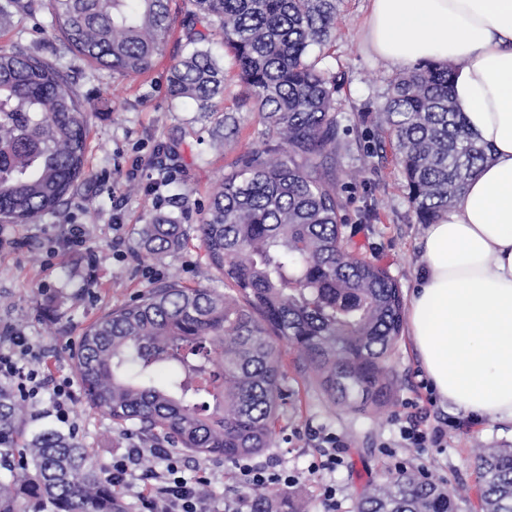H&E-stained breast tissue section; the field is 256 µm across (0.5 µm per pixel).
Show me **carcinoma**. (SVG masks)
Returning a JSON list of instances; mask_svg holds the SVG:
<instances>
[{
  "label": "carcinoma",
  "instance_id": "carcinoma-1",
  "mask_svg": "<svg viewBox=\"0 0 512 512\" xmlns=\"http://www.w3.org/2000/svg\"><path fill=\"white\" fill-rule=\"evenodd\" d=\"M187 44L169 68L174 100L203 112L224 93V68L205 45L218 28L239 69L242 102L273 144L241 153L210 188L194 232L229 291L171 275L88 326L74 353L87 402L131 423L149 444L236 459L270 447L280 405L284 342L334 409L378 414L395 379L389 355L403 332L401 289L359 258L343 233L336 180V84L308 60L336 34L337 0H190ZM71 50L121 76L151 69L174 17L170 0H48ZM453 66L418 63L389 85L375 122L388 135L420 224L459 198L488 148L452 101ZM88 103L55 63L0 51V222L36 224L68 201L85 164ZM188 239L164 214L142 225L139 252L159 259ZM29 408L0 385V512H123L79 442L47 429L31 437ZM477 512H512V446L473 450ZM466 486L418 468L385 472L352 512H459ZM257 512H314L264 489Z\"/></svg>",
  "mask_w": 512,
  "mask_h": 512
}]
</instances>
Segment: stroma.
Returning a JSON list of instances; mask_svg holds the SVG:
<instances>
[{"label": "stroma", "instance_id": "stroma-1", "mask_svg": "<svg viewBox=\"0 0 512 512\" xmlns=\"http://www.w3.org/2000/svg\"><path fill=\"white\" fill-rule=\"evenodd\" d=\"M191 10L189 0H172L176 20L167 33L161 55L148 72L123 77L89 63L68 50L48 10L0 19V49L21 48L57 62L78 93L89 100L87 184L79 186L64 208L37 224L0 225V323L22 322L28 336L42 348L43 367L49 377L76 379L74 350L84 329L101 315L130 302L153 286L156 275L177 273L190 287L223 290L224 281L207 269L205 252L197 238L159 260L139 257L138 232L158 214L184 217L185 228L200 218L199 206L209 186L243 151L268 144L258 112L244 105L237 69L224 53L221 40L210 48L224 66V94L216 112H200L196 104L170 99L168 69L186 44L181 20ZM369 0H339L336 35L314 47L320 65L336 80V119L340 146L336 175L344 179L341 215L355 252L387 268L403 297H410L422 265L418 224L408 190L393 153L376 154L379 136L374 112L387 87L400 71L398 65L380 61L364 38ZM235 117L239 134L223 153L211 147V131L218 119ZM175 145L180 163L177 181L191 188L183 208L168 200L157 203L146 180L130 184L129 170L146 164L159 146ZM120 215L121 230H113L112 217ZM84 224L89 229L88 251L96 264H88L87 251L67 250L61 244L65 225ZM285 383L296 399L282 406L270 448L255 455L258 463L276 464L300 475L296 492L313 502L321 500V486H336V512H351L354 498L370 478L394 469L396 457L408 465L423 466L446 482L473 483L471 448L474 441L512 445V428L491 421L453 414L435 397L418 364L409 335L395 345L389 364L396 381L390 402L378 415L332 409L317 385L297 368L294 354H287ZM415 402L427 425L448 426V445L417 453L399 447V425L392 416ZM318 429L341 436L348 451L335 471L309 474L307 468L320 450L309 433ZM76 438L88 448L100 471H108L113 454L138 440L131 425L81 405ZM397 449L388 457L385 448Z\"/></svg>", "mask_w": 512, "mask_h": 512}]
</instances>
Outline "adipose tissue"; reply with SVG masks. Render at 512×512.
Returning <instances> with one entry per match:
<instances>
[{
    "label": "adipose tissue",
    "mask_w": 512,
    "mask_h": 512,
    "mask_svg": "<svg viewBox=\"0 0 512 512\" xmlns=\"http://www.w3.org/2000/svg\"><path fill=\"white\" fill-rule=\"evenodd\" d=\"M367 34L383 62L453 63L455 106L490 149L425 231L406 321L441 400L512 425V0H371Z\"/></svg>",
    "instance_id": "1"
}]
</instances>
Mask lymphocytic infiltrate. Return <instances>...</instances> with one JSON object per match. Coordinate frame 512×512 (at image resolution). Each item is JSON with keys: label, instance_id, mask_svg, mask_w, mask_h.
<instances>
[{"label": "lymphocytic infiltrate", "instance_id": "f902f5d3", "mask_svg": "<svg viewBox=\"0 0 512 512\" xmlns=\"http://www.w3.org/2000/svg\"><path fill=\"white\" fill-rule=\"evenodd\" d=\"M0 336L9 343L8 352L0 353V382L13 386L30 404L49 395L58 421L75 423L77 401L70 380L57 381L44 374L43 353L21 328L6 325ZM148 457L154 459L155 466L146 472L142 463ZM108 479L117 494L134 495L136 512H250L251 493L275 486L288 488L298 481L288 470L245 459L238 464L237 494L220 504L206 470L198 468L193 475H186L177 453L159 445L146 446L139 440L113 457Z\"/></svg>", "mask_w": 512, "mask_h": 512}]
</instances>
